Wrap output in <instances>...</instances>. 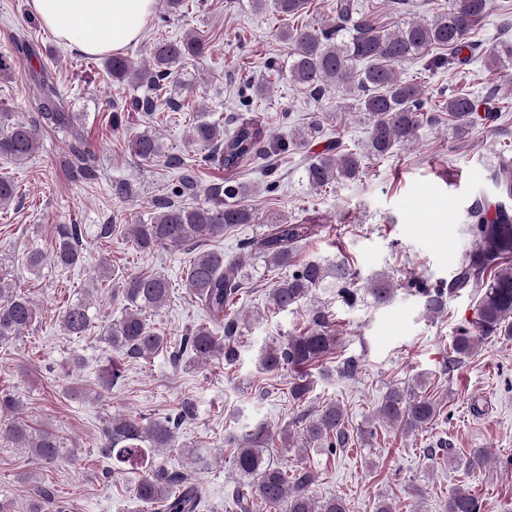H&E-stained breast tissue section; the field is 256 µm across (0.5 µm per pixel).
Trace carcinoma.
I'll return each mask as SVG.
<instances>
[{
    "label": "carcinoma",
    "mask_w": 512,
    "mask_h": 512,
    "mask_svg": "<svg viewBox=\"0 0 512 512\" xmlns=\"http://www.w3.org/2000/svg\"><path fill=\"white\" fill-rule=\"evenodd\" d=\"M272 2L276 12L288 18V26L279 32L288 43V78L302 92L322 99L330 88L341 92L336 107L353 100L352 106L367 122L365 151L353 152L330 144L318 153H309L303 177L314 190L362 177L364 159L384 158L414 143L420 129L435 119V113H448L459 138H466L479 124L492 126L502 113L512 110L500 103L497 90H491L477 103L469 91L450 90L433 108L423 99L422 86L401 77L400 65L409 59L428 58L427 67L457 70L473 55L481 54L488 72L496 75L512 68V40L499 39L483 45L479 38L489 0H452L448 9L430 20H408L390 30L377 25L374 13L361 0H330L329 13L314 26L297 24L312 0H251L256 13ZM206 41L195 35L180 40L154 41L149 48V64L139 65L126 56L104 59L107 73L117 82L133 79L151 93L132 102V107L151 117L159 109L156 93L165 85L182 83L180 65L202 56ZM33 88L38 99L37 117L29 121L13 119L12 113H0V156L23 161L39 148V129L46 126L70 131L69 170L76 180L95 176L90 151L83 135L75 129L74 113L60 102L50 77L45 72L34 75ZM267 83L254 84L247 79L240 87L241 111L232 118L233 127L226 131L209 113L198 112L193 118L192 139L204 150L202 161L216 164L224 171L238 174L255 159L270 153L301 152L324 135L317 120L296 128L291 141H274L266 124L252 111L253 98L260 96ZM127 147L137 158L150 162L162 152L159 139L144 132L128 140ZM167 164L182 170L179 184L169 195L153 203L154 212L147 223L129 225L132 246L145 251L163 248L177 252L209 238L224 235V230L238 224H250L254 215L245 203L247 186L235 180L206 192L203 202L195 206L180 204L179 198L196 188L195 176L178 155L167 157ZM493 180L499 194L512 200V163L495 167ZM17 196L11 178L0 177V207ZM321 224L313 219L290 222L286 217L267 221L266 231L239 243V255L224 262V254L202 250L191 260L185 273V288L206 314V320L186 329L175 346V357L191 356L198 362L214 359L234 364L239 355V320L229 311L243 294L242 271L255 257L281 270L271 289L270 302L279 310L298 307L317 288H334L347 304L357 300L355 276L343 262L295 260L298 244L317 234ZM469 231L475 240L474 250L460 263L448 287L430 286L417 281L416 292L431 318L448 310V294L471 288L477 291L475 316L459 326L451 348L455 361L472 355L487 340L512 339V209L498 204L493 208L476 203L470 210ZM81 228L71 224L57 231L53 247L56 263L64 268L84 259L80 248ZM172 290L170 280L158 272H138L124 280L122 293L127 302L122 317L104 331L112 346L137 357H148L171 346L167 337L152 328L147 314L159 311ZM367 295L376 305L387 303L394 294L390 278L379 276L369 281ZM91 303L84 299L65 306L58 314L67 336L90 334L93 319ZM36 303L19 293L6 277L0 275V345H8L31 325ZM224 328L218 337L213 326ZM339 337L329 314L322 308L311 310L307 325L278 345H269L260 354L259 366L267 373L291 370L288 394L302 403L312 390L310 370L336 353ZM362 363L355 357L342 360L338 372L355 378ZM14 415L13 423L0 434L46 464H54L65 452L62 438L49 426L32 429L20 413V403L7 395L0 397V411ZM438 404L414 390L389 388L377 407L386 422L406 433L423 430L439 416ZM195 404L185 401L164 421L146 422L131 415L114 416L106 423L100 451L112 458V464L137 465L141 474L133 492L144 512H199L203 497L197 483L188 474L172 471L159 461L160 451L176 447L177 431L195 417ZM303 443L318 445L321 452L335 457L355 441L354 432L344 410L329 403L312 416L301 415ZM273 435L268 425L258 422L224 435V447L232 450L235 471L241 477L229 495L228 512H347L339 497L317 501L310 495L315 481L312 471L302 467L292 472L270 458ZM53 490L42 486L29 512H56ZM446 512H482V500L463 486L448 494Z\"/></svg>",
    "instance_id": "obj_1"
}]
</instances>
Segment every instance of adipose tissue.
Listing matches in <instances>:
<instances>
[{
    "label": "adipose tissue",
    "mask_w": 512,
    "mask_h": 512,
    "mask_svg": "<svg viewBox=\"0 0 512 512\" xmlns=\"http://www.w3.org/2000/svg\"><path fill=\"white\" fill-rule=\"evenodd\" d=\"M157 0H30L39 21L69 48L108 55L137 41Z\"/></svg>",
    "instance_id": "adipose-tissue-1"
}]
</instances>
